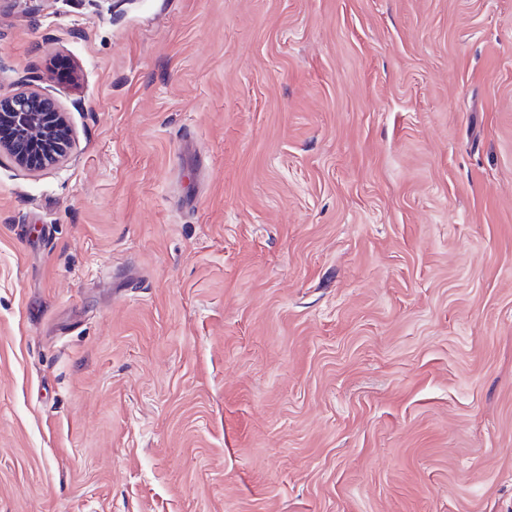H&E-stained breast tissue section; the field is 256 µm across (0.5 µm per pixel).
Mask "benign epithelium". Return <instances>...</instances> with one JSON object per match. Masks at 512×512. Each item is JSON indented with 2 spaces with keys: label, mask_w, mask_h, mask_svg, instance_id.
<instances>
[{
  "label": "benign epithelium",
  "mask_w": 512,
  "mask_h": 512,
  "mask_svg": "<svg viewBox=\"0 0 512 512\" xmlns=\"http://www.w3.org/2000/svg\"><path fill=\"white\" fill-rule=\"evenodd\" d=\"M70 112L51 93L0 87V155L29 174L65 166L72 147Z\"/></svg>",
  "instance_id": "obj_1"
}]
</instances>
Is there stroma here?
I'll return each instance as SVG.
<instances>
[{"mask_svg":"<svg viewBox=\"0 0 512 512\" xmlns=\"http://www.w3.org/2000/svg\"><path fill=\"white\" fill-rule=\"evenodd\" d=\"M0 512H512V0H0ZM69 115L49 92L0 86V155L29 174L65 166L73 140Z\"/></svg>","mask_w":512,"mask_h":512,"instance_id":"1","label":"stroma"}]
</instances>
